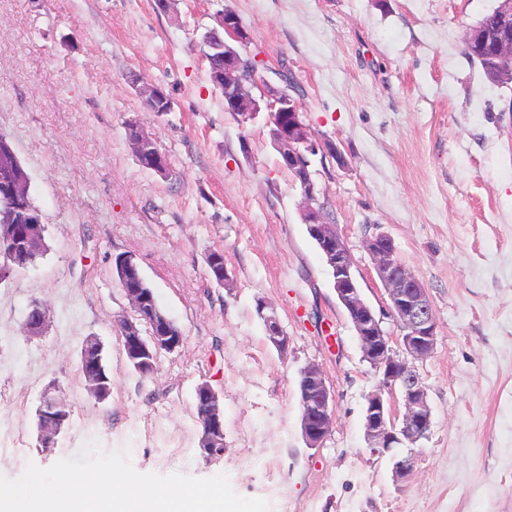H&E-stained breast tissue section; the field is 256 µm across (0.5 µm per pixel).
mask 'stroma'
I'll return each instance as SVG.
<instances>
[{
  "mask_svg": "<svg viewBox=\"0 0 512 512\" xmlns=\"http://www.w3.org/2000/svg\"><path fill=\"white\" fill-rule=\"evenodd\" d=\"M498 0H0V132L30 178L45 225L37 266L0 281V402L13 445L0 475L48 468L88 441L129 448L160 476L229 477L271 512H512V85L487 83L463 53L467 29ZM234 10L259 65L261 110L224 108L204 56L215 15ZM167 94L144 108L137 84ZM296 102L323 147L310 158L326 222L352 256L365 300L400 334L366 249L383 233L427 289L436 344L416 373L432 429L396 479L369 447L365 397L377 378L302 220L299 182L270 137L264 86ZM155 139L170 170L142 169L129 137ZM221 251L233 280L206 258ZM133 256L183 343L150 377L128 364L116 321L132 316L114 260ZM47 330L29 337L31 302ZM276 313L269 341L258 302ZM104 344L112 381L84 388L86 336ZM317 365L336 396L332 431L301 433L299 373ZM69 430L37 446L34 413L51 381ZM224 403V452L199 449L195 389ZM279 493H272L271 484Z\"/></svg>",
  "mask_w": 512,
  "mask_h": 512,
  "instance_id": "1",
  "label": "stroma"
}]
</instances>
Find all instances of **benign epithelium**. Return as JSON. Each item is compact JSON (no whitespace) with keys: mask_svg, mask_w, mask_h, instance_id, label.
Segmentation results:
<instances>
[{"mask_svg":"<svg viewBox=\"0 0 512 512\" xmlns=\"http://www.w3.org/2000/svg\"><path fill=\"white\" fill-rule=\"evenodd\" d=\"M216 24L222 30L224 69L219 72V83L224 85L226 110L246 122L260 112L258 101L251 95L250 87L256 83L252 56L249 50L250 34L238 14L225 9L217 15ZM492 39L497 52L512 57V15L502 14L493 25ZM272 98L269 120L273 122L274 144L279 149L288 168L298 174V181L307 204L305 215L309 235L331 269L337 299L346 310L359 340L360 348L378 377L376 389L366 397L364 407V433L370 447L394 460L396 478H407L413 467V457L399 456L398 449L412 448L428 437L432 427V410L427 394L414 366L409 360L429 357L436 343V322L426 288L403 266L396 257L390 237L378 234L367 240L377 276L388 292L391 314L400 325L399 348L392 345L393 338L381 327L378 319L365 301L353 273V260L346 249L337 227L321 219L320 209L313 206L318 201L317 189L307 171V155L315 154L320 143L302 124L297 105L288 94L268 88ZM135 154L144 157L151 153L158 159V173L164 174L168 164L160 153L153 152L151 137L141 133L134 139ZM41 213L37 212L20 224H1L0 236L21 241L26 254L40 248L39 229ZM121 273L118 283L129 299L135 317L118 321L123 347L128 363L143 374H153L150 358L155 351L173 352L183 343L179 327L161 310L148 307L152 300L150 289L143 287V276L130 255L116 260ZM153 317L148 334H143L142 318L145 313ZM104 346L96 336L84 338L79 358V369L87 392L97 401L106 400L111 385L103 367ZM301 432L305 444L318 448L330 434L336 411L335 396L327 386L321 371L307 366L299 377ZM195 394L206 398L207 415L201 428L200 449L205 454L224 446V407L220 395L211 386H197ZM400 396L405 414L396 422L391 412V399ZM71 407L62 395L58 382L49 383L36 408L37 440L41 447L55 444V437L70 428Z\"/></svg>","mask_w":512,"mask_h":512,"instance_id":"1","label":"benign epithelium"}]
</instances>
